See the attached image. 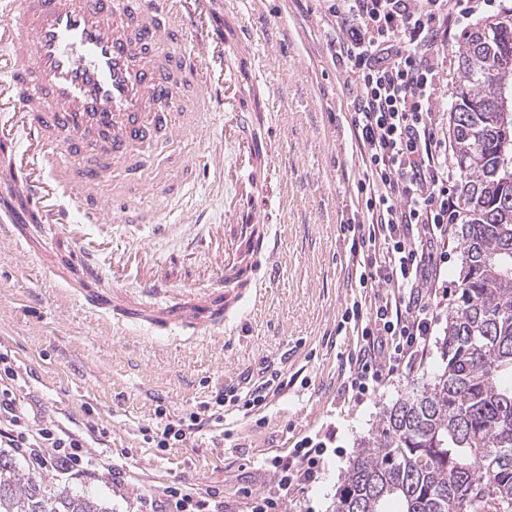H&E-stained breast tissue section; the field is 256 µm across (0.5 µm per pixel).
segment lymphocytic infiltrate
I'll return each instance as SVG.
<instances>
[{"label":"lymphocytic infiltrate","mask_w":512,"mask_h":512,"mask_svg":"<svg viewBox=\"0 0 512 512\" xmlns=\"http://www.w3.org/2000/svg\"><path fill=\"white\" fill-rule=\"evenodd\" d=\"M336 63L351 77L345 121L362 176L346 225L359 293L350 308L357 346L348 356V387L362 396L397 369L423 359L438 317L435 287L448 261V227L460 217L449 185L455 179L444 117L435 102L444 88L453 29L495 0H327ZM13 370H0V447L39 460L59 474L98 479L79 434L56 421L30 428L33 394L17 395ZM273 371L217 389L213 413L193 411L153 431L169 448L222 423L221 409L254 410L285 390ZM323 440L306 438L292 459L274 464L283 491L314 483L327 454ZM145 512H224L218 492L200 497L179 487L142 500Z\"/></svg>","instance_id":"obj_1"}]
</instances>
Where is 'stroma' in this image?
Wrapping results in <instances>:
<instances>
[{"label": "stroma", "mask_w": 512, "mask_h": 512, "mask_svg": "<svg viewBox=\"0 0 512 512\" xmlns=\"http://www.w3.org/2000/svg\"><path fill=\"white\" fill-rule=\"evenodd\" d=\"M324 0H257L246 23L260 41H271L266 74L276 101L271 138L282 150L280 172L287 208L273 231L281 275L264 305L246 316L232 336L198 342L160 336L130 323L116 324L74 298L73 248L62 235L26 229L18 240H0V354L8 356L21 392L38 396L43 415L67 427L103 431L88 453L103 469L121 473L126 496L109 479H66L67 489L97 497L110 512H138V497L178 486L224 496V512H245L257 497L278 498L274 459L290 457L295 441L319 434L334 448L318 480L286 501L281 512H334L336 491L358 439L375 427L383 407L429 383L442 366L439 346L459 284L462 251L448 243L438 322L427 354L413 370H400L358 402L347 393V354L356 339L343 331L354 296L351 243L341 227L352 222L359 166L344 119L348 75L331 58L330 21ZM186 188L169 192L150 225L93 224L91 233L110 247L98 262L119 285L112 251L145 242L158 261L186 257L204 262L200 237L188 220L216 224L235 186L200 164ZM284 363L293 384L270 398L259 415L228 411L223 432H210L170 448H155L143 431L201 408L212 391L260 363Z\"/></svg>", "instance_id": "35a3bbf8"}]
</instances>
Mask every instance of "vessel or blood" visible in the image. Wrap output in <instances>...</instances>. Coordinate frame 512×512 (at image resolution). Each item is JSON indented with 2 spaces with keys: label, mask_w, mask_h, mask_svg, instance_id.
Returning <instances> with one entry per match:
<instances>
[{
  "label": "vessel or blood",
  "mask_w": 512,
  "mask_h": 512,
  "mask_svg": "<svg viewBox=\"0 0 512 512\" xmlns=\"http://www.w3.org/2000/svg\"><path fill=\"white\" fill-rule=\"evenodd\" d=\"M243 0H0V236L20 224L64 234L85 276L102 277L87 227L137 223L139 204L163 200L171 176L156 168L164 141L220 125L233 166L209 167L236 188L223 223L205 224L215 287L186 284L181 261L157 263L146 244L116 251L115 271L140 295L122 312L168 331L234 334L241 303L261 306L279 274L271 232L279 144L254 135V103L267 87Z\"/></svg>",
  "instance_id": "vessel-or-blood-1"
}]
</instances>
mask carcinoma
Returning a JSON list of instances; mask_svg holds the SVG:
<instances>
[{"instance_id":"carcinoma-1","label":"carcinoma","mask_w":512,"mask_h":512,"mask_svg":"<svg viewBox=\"0 0 512 512\" xmlns=\"http://www.w3.org/2000/svg\"><path fill=\"white\" fill-rule=\"evenodd\" d=\"M512 71V16L468 28L449 106L462 266L441 346L443 370L384 409L349 461L336 512H512V107L501 125L499 71ZM0 512H108L0 448Z\"/></svg>"}]
</instances>
